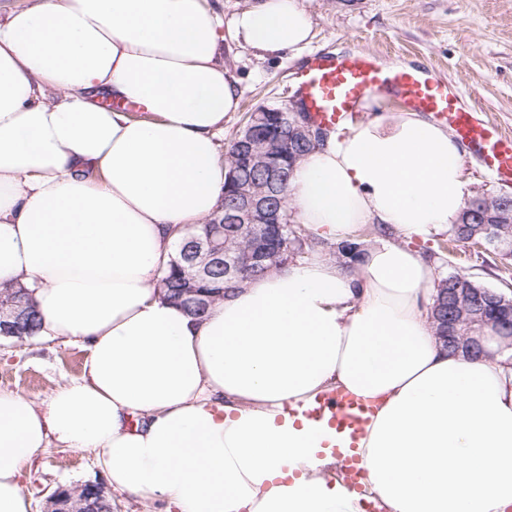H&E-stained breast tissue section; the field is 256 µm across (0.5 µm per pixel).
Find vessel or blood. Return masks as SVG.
<instances>
[{"label":"vessel or blood","instance_id":"vessel-or-blood-1","mask_svg":"<svg viewBox=\"0 0 512 512\" xmlns=\"http://www.w3.org/2000/svg\"><path fill=\"white\" fill-rule=\"evenodd\" d=\"M380 93L399 100L408 110L431 114L499 181L512 183V135L464 104L458 91L436 80L429 68L387 66L366 54L317 53L299 82L304 111L326 128L345 122L362 100ZM370 412L362 399L335 394L319 397L303 415L326 423L354 447L365 433Z\"/></svg>","mask_w":512,"mask_h":512}]
</instances>
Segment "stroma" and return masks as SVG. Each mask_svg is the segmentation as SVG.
<instances>
[{
	"mask_svg": "<svg viewBox=\"0 0 512 512\" xmlns=\"http://www.w3.org/2000/svg\"><path fill=\"white\" fill-rule=\"evenodd\" d=\"M254 0H215L223 20L224 63L240 83L239 109L224 121L232 137L247 112L286 107L296 100L295 79L309 57L360 52L396 66L429 67L512 133V0H303L313 19L304 48L277 59H263L235 36L234 20ZM411 248L437 263L439 276L464 273L484 285L512 289V259L447 236L412 239ZM85 348L55 340L0 341V390L14 391L46 406L60 385L79 379ZM104 475L93 452L49 444L21 479L32 512H45L49 496L61 486L75 487Z\"/></svg>",
	"mask_w": 512,
	"mask_h": 512,
	"instance_id": "stroma-1",
	"label": "stroma"
}]
</instances>
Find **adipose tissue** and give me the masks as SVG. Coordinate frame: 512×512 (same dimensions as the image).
<instances>
[{
  "mask_svg": "<svg viewBox=\"0 0 512 512\" xmlns=\"http://www.w3.org/2000/svg\"><path fill=\"white\" fill-rule=\"evenodd\" d=\"M312 25L302 0H258L235 32L275 58ZM239 99L208 0H32L0 18V287L24 284L41 336L89 351L46 407L0 391V512H30L21 476L53 441L95 450L113 491L159 512H512V349L489 332L485 356L444 349L435 268L408 245L465 206L440 122L349 120L296 168L308 231L380 225L355 265L290 263L201 320L161 298L180 228L224 196ZM333 393L374 409L358 491L288 415Z\"/></svg>",
  "mask_w": 512,
  "mask_h": 512,
  "instance_id": "ef3b65f1",
  "label": "adipose tissue"
}]
</instances>
